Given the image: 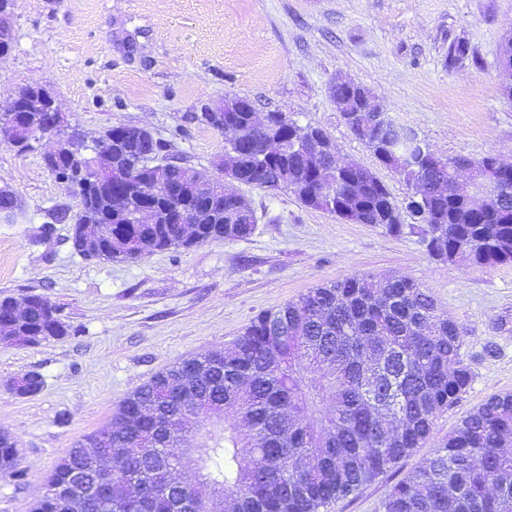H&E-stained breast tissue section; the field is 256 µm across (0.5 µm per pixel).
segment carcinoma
I'll return each mask as SVG.
<instances>
[{"instance_id":"cac0c4a2","label":"carcinoma","mask_w":512,"mask_h":512,"mask_svg":"<svg viewBox=\"0 0 512 512\" xmlns=\"http://www.w3.org/2000/svg\"><path fill=\"white\" fill-rule=\"evenodd\" d=\"M330 94L355 139L405 181L412 224H404L375 174L357 182L364 172L358 163L325 175L336 197L355 193L351 214L317 201L321 187L298 151L317 126L274 113L282 150L270 159L263 150L266 133L253 125L246 98H226L215 112L204 106L195 119L216 130L229 117L238 124L235 154L224 153V163L238 169L237 183L284 190L307 207L391 235L407 228L443 261L512 263V175L497 196L475 208L455 192L448 166L430 165L426 141L405 146L389 122L367 130L351 125L352 113L375 105L368 88L338 86ZM102 138L112 141V193L84 198V209L71 218L73 248L85 259L135 262L253 233L252 209H242L245 197L225 189L222 178L188 190L195 224L172 223L161 200L156 223H133L126 196L182 170L170 144L145 128L110 126ZM91 214L105 223H91ZM69 333L45 296L0 299L4 340L34 344L38 336ZM462 343L457 324L418 284L350 275L256 316L224 348L155 374L75 447L111 437L117 452L97 461L91 477L112 484L110 512H174L172 488L183 489L193 512H209L215 498L229 512H327L399 468L466 393L472 375ZM187 383L199 391V401H181L179 389ZM43 386V376L33 372L27 382L11 381L10 390L28 396ZM18 455V441L0 431L1 475L18 476ZM78 459L66 455L58 462L31 512H72L64 491ZM191 465L203 471L196 483L173 477ZM382 512H512V393L489 396L463 418L442 446L389 489Z\"/></svg>"}]
</instances>
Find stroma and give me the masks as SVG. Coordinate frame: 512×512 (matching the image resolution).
Returning <instances> with one entry per match:
<instances>
[{"label": "stroma", "mask_w": 512, "mask_h": 512, "mask_svg": "<svg viewBox=\"0 0 512 512\" xmlns=\"http://www.w3.org/2000/svg\"><path fill=\"white\" fill-rule=\"evenodd\" d=\"M512 0H15L0 101L43 85L69 123L95 139L128 124L169 140L183 165L213 177L223 132L199 124L203 104L250 99L322 128L339 158L370 169L402 204L407 186L347 128L329 96L350 79L441 157L512 160V82L499 66ZM467 58L445 66L448 47ZM50 139L0 143V188L23 203L0 220V294H40L71 333L33 345L0 340V431L18 441L20 478L0 475V512H29L59 460L108 422L153 374L236 339L256 315L353 274L418 283L459 326L472 382L403 464L330 512H381L390 486L415 470L488 396L512 392V265L441 262L417 235L342 222L283 191L240 186L251 236L166 250L137 262L75 253L57 211L73 194L45 167ZM40 393L15 395L28 372Z\"/></svg>", "instance_id": "35a3bbf8"}]
</instances>
